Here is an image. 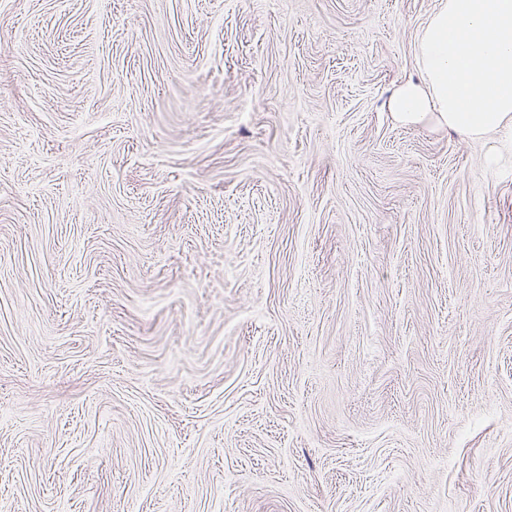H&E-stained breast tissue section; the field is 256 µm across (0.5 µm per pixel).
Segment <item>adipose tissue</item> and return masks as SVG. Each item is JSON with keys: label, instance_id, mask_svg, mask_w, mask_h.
<instances>
[{"label": "adipose tissue", "instance_id": "ef3b65f1", "mask_svg": "<svg viewBox=\"0 0 512 512\" xmlns=\"http://www.w3.org/2000/svg\"><path fill=\"white\" fill-rule=\"evenodd\" d=\"M422 81L391 100L403 124L427 119L470 139L512 132V0H441L418 33Z\"/></svg>", "mask_w": 512, "mask_h": 512}]
</instances>
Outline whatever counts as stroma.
Wrapping results in <instances>:
<instances>
[{
  "mask_svg": "<svg viewBox=\"0 0 512 512\" xmlns=\"http://www.w3.org/2000/svg\"><path fill=\"white\" fill-rule=\"evenodd\" d=\"M440 0H0V512H512V136L388 102Z\"/></svg>",
  "mask_w": 512,
  "mask_h": 512,
  "instance_id": "stroma-1",
  "label": "stroma"
}]
</instances>
